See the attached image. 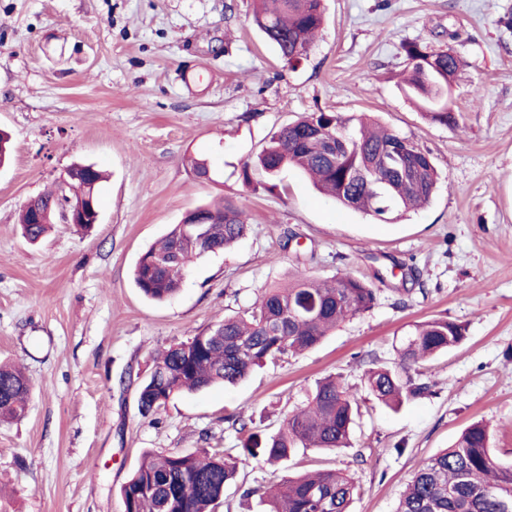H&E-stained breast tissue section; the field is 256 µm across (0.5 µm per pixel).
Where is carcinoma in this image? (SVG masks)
Masks as SVG:
<instances>
[{
    "mask_svg": "<svg viewBox=\"0 0 512 512\" xmlns=\"http://www.w3.org/2000/svg\"><path fill=\"white\" fill-rule=\"evenodd\" d=\"M254 21L280 58L294 68L307 57L325 22L324 0H255ZM407 69L403 82L409 97L426 108L440 125L459 127L449 103V80L462 61L450 50H434L416 42L403 44ZM269 190L289 166L307 174L338 203L386 222L426 204L436 189L437 170L414 142L361 118L319 111L283 127L257 155ZM250 165L242 170L249 181ZM104 173L87 177L82 165L66 175L65 200H98ZM60 189L40 195L21 210L23 237L35 243L55 223ZM211 224H194L195 214ZM251 228L246 210L231 197L215 205L189 210L182 220L139 257L133 280L140 293L161 302L181 288L191 265L207 254L231 249ZM376 290L343 274L331 281L296 277L267 288L250 310L173 342L153 357L149 374L139 384V413L148 418L174 397L214 385L234 386L269 360L300 354L320 345L344 321L370 310ZM465 328L446 319L414 325L398 349L395 368L371 367L364 381L372 395L391 408L430 390L410 375L414 367L464 342ZM32 385L25 372L0 364V423L24 418ZM358 398L352 387L328 376L319 381L298 411L275 434L260 436L236 419L244 436L246 457L275 464L300 448L338 450L350 446ZM238 461L218 451L198 453L147 451L120 486L124 512H217L224 490L236 482ZM360 485L355 475L321 469L299 477H283L249 488L259 494L265 512H349ZM395 512H512V463L492 452L485 425L466 427L449 448L420 459L400 495Z\"/></svg>",
    "mask_w": 512,
    "mask_h": 512,
    "instance_id": "obj_1",
    "label": "carcinoma"
}]
</instances>
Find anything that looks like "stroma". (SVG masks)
<instances>
[{
  "label": "stroma",
  "mask_w": 512,
  "mask_h": 512,
  "mask_svg": "<svg viewBox=\"0 0 512 512\" xmlns=\"http://www.w3.org/2000/svg\"><path fill=\"white\" fill-rule=\"evenodd\" d=\"M324 4L292 69L254 25L253 0H0V129L13 146L0 167V359L33 385L27 416L0 425V512H123L118 489L148 450L238 459L218 512H264L251 487L318 468L355 474L351 512H395L416 462L475 421L512 462V30L500 23L512 0ZM408 41L461 57L449 93L459 127L402 91ZM319 110L370 115L428 151L439 173L430 202L386 223L292 168L272 191L259 170L242 178L283 125ZM79 162L108 174L99 224L58 221L29 245L20 209ZM225 196L248 212L247 237L196 260L170 300H146L132 282L143 250ZM345 273L377 300L321 345L140 416L154 352L295 275ZM431 318L461 324L466 340L428 364L429 393L391 409L364 372L395 366L403 337ZM330 374L357 392L350 447L275 466L241 457L227 415L276 432Z\"/></svg>",
  "instance_id": "35a3bbf8"
}]
</instances>
